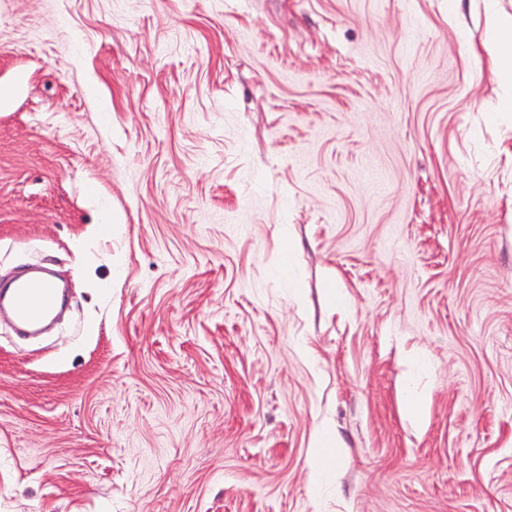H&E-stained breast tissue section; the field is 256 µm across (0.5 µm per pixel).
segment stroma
I'll use <instances>...</instances> for the list:
<instances>
[{"label":"stroma","instance_id":"obj_1","mask_svg":"<svg viewBox=\"0 0 512 512\" xmlns=\"http://www.w3.org/2000/svg\"><path fill=\"white\" fill-rule=\"evenodd\" d=\"M494 12L0 0V512H512ZM60 292L49 278L37 274L22 276L7 290L6 307L13 319L27 327L38 326L56 308Z\"/></svg>","mask_w":512,"mask_h":512}]
</instances>
